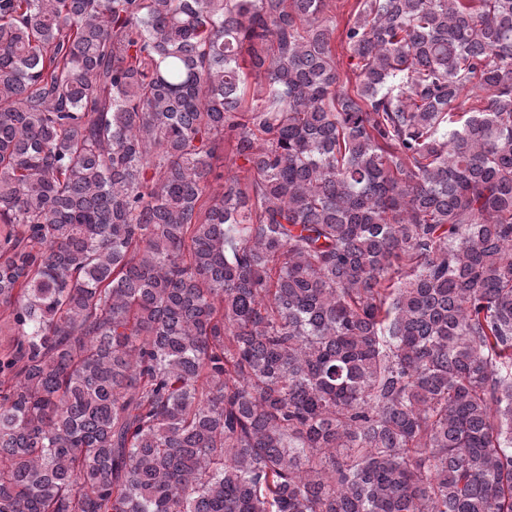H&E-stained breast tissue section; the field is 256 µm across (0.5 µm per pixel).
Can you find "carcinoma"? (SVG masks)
<instances>
[{
    "label": "carcinoma",
    "instance_id": "cac0c4a2",
    "mask_svg": "<svg viewBox=\"0 0 512 512\" xmlns=\"http://www.w3.org/2000/svg\"><path fill=\"white\" fill-rule=\"evenodd\" d=\"M327 2L0 0V512H512V0ZM357 5L358 0H329L326 10V17L331 20L330 24L336 28L332 45L333 53L336 56L337 69L342 75L347 73L353 82L354 76L350 70L349 52L343 39V32L347 24L353 22Z\"/></svg>",
    "mask_w": 512,
    "mask_h": 512
}]
</instances>
